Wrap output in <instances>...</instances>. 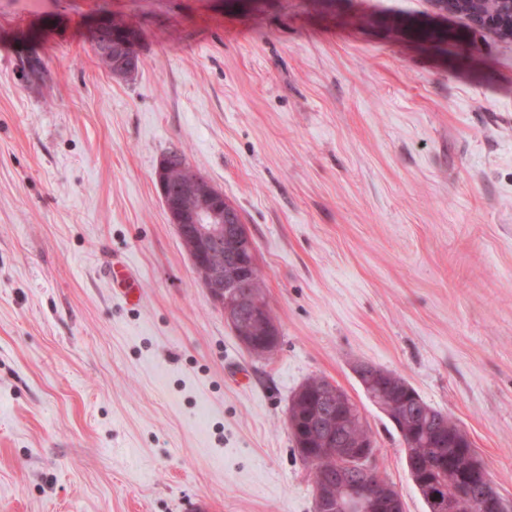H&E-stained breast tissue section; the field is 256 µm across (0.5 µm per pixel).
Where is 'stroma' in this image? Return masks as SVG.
Masks as SVG:
<instances>
[{"instance_id":"1","label":"stroma","mask_w":512,"mask_h":512,"mask_svg":"<svg viewBox=\"0 0 512 512\" xmlns=\"http://www.w3.org/2000/svg\"><path fill=\"white\" fill-rule=\"evenodd\" d=\"M106 17L141 35L131 78L92 51ZM172 150L241 210L270 357L193 274ZM357 360L462 425L512 501V41L429 0H0V512H313L286 414L314 376L426 512ZM108 275L115 294L127 304H132L139 299V280L132 267L123 258L112 260Z\"/></svg>"}]
</instances>
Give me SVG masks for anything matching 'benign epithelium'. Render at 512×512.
<instances>
[{
    "instance_id": "1",
    "label": "benign epithelium",
    "mask_w": 512,
    "mask_h": 512,
    "mask_svg": "<svg viewBox=\"0 0 512 512\" xmlns=\"http://www.w3.org/2000/svg\"><path fill=\"white\" fill-rule=\"evenodd\" d=\"M95 51L110 59L111 70L132 74L140 65L139 39L105 41L101 25L91 33ZM168 162L159 164L155 179L170 223L174 224L188 252L197 281L224 315L225 324L248 351L269 356L278 347L277 327L266 318L268 303L250 276L255 264V246L235 217L224 206V194L193 166H180L181 176L173 184L167 177ZM247 288L252 317L245 319L239 305L240 289ZM355 377L378 389L371 394L374 405L396 426L402 439L414 443V432L407 428L404 406L410 386L396 373L371 363L357 361ZM322 408L303 436V428L294 412H287L290 434L298 448H321L338 460L336 478H313L315 512H401L403 503L395 485L375 465L374 439L346 441L336 431V416L346 405V396L333 382L319 384ZM466 482L456 481L443 493L429 494L433 512H512L493 482L488 466L478 461L467 466Z\"/></svg>"
}]
</instances>
